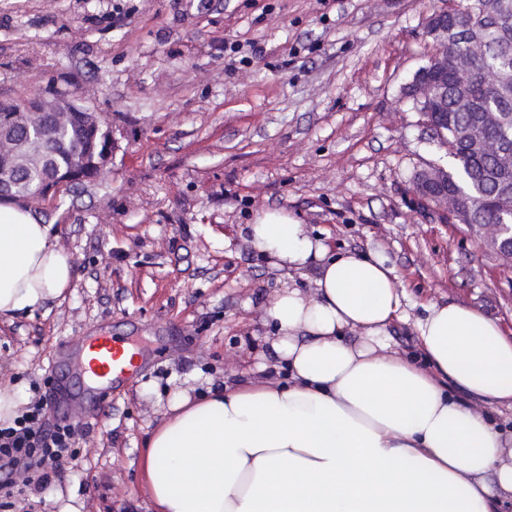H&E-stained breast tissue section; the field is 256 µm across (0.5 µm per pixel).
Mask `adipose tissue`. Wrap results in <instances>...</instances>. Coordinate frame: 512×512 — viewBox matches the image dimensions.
<instances>
[{
	"label": "adipose tissue",
	"instance_id": "obj_1",
	"mask_svg": "<svg viewBox=\"0 0 512 512\" xmlns=\"http://www.w3.org/2000/svg\"><path fill=\"white\" fill-rule=\"evenodd\" d=\"M245 231L281 263L315 267L316 296L291 286L268 307L286 384L173 394L145 461L158 512H499L512 458L452 394L512 404V338L474 309L433 305L418 323L425 366L392 356L405 294L383 259L331 254L285 213ZM71 276L48 226L0 202V317L58 299Z\"/></svg>",
	"mask_w": 512,
	"mask_h": 512
}]
</instances>
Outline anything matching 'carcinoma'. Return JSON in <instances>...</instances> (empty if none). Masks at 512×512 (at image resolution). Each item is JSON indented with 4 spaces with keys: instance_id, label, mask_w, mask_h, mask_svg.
Wrapping results in <instances>:
<instances>
[{
    "instance_id": "cac0c4a2",
    "label": "carcinoma",
    "mask_w": 512,
    "mask_h": 512,
    "mask_svg": "<svg viewBox=\"0 0 512 512\" xmlns=\"http://www.w3.org/2000/svg\"><path fill=\"white\" fill-rule=\"evenodd\" d=\"M448 39L457 50L469 52L472 62L467 86L460 87L448 77L444 86L448 114L431 116L454 161L448 169V193L457 198L453 217L475 228L512 225V210L503 206L512 196V170L481 149L483 141L494 140L512 153V0H456ZM490 67L500 73L496 91L489 90L483 80ZM45 105L42 94L0 102V120L13 118L18 134L40 157L15 175L13 193L37 203L43 201L41 188L52 174L95 178L96 170L75 162L76 150L91 155L101 147V134L89 132L80 119L93 111L87 101L73 97L70 119L45 111ZM489 109L498 113L495 124L483 120V112Z\"/></svg>"
}]
</instances>
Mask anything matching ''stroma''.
I'll return each instance as SVG.
<instances>
[{"mask_svg": "<svg viewBox=\"0 0 512 512\" xmlns=\"http://www.w3.org/2000/svg\"><path fill=\"white\" fill-rule=\"evenodd\" d=\"M448 0H0V98L75 77L118 144L100 178L33 210L72 266L62 297L0 318V392L52 374L82 431L49 482L28 472L8 512H155L142 458L176 391L261 379L267 308L316 270L281 268L244 233L284 211L335 253L393 267L405 317L390 353L421 357L426 306L456 303L512 336V259L417 199L449 164L404 87ZM110 326L137 374L91 404L65 343Z\"/></svg>", "mask_w": 512, "mask_h": 512, "instance_id": "1", "label": "stroma"}]
</instances>
